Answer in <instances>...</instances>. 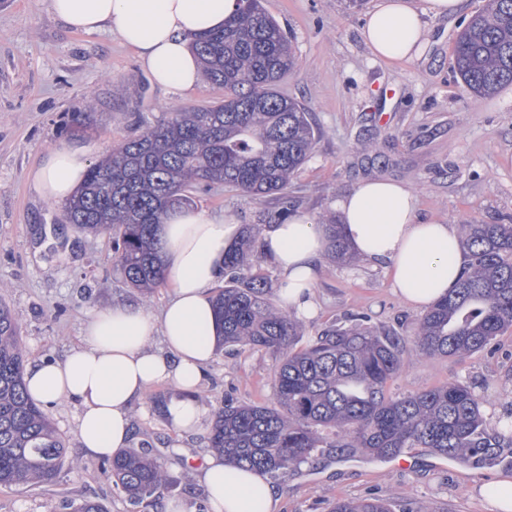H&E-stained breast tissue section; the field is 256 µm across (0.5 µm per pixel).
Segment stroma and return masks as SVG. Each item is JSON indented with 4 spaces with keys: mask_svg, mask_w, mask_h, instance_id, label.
I'll return each instance as SVG.
<instances>
[{
    "mask_svg": "<svg viewBox=\"0 0 512 512\" xmlns=\"http://www.w3.org/2000/svg\"><path fill=\"white\" fill-rule=\"evenodd\" d=\"M376 2L352 8L347 0H263L291 34L297 58L279 90L303 104L315 129L312 154L288 187L296 211L315 223H332L337 198L362 181L383 178L414 191L419 220L512 222V85L485 99L464 89L453 70L460 21L447 16L424 15L427 39L417 58L393 64L376 59L361 37ZM223 99V88L205 80L186 91L160 86L116 35L67 28L50 0H0V300L22 324L25 361L58 360L81 345L93 310L140 301L156 314L172 293L167 284L146 296L130 288L113 261L111 238L78 232L63 206L35 192L30 172L52 150L80 148L92 162L171 108ZM86 106L91 122L73 134L71 114ZM194 207L230 212L245 225L260 223L278 201L214 185L195 193ZM313 299L316 313L299 320L302 339L328 324H346L356 313L403 338V366L390 384L392 395L453 380L477 383L492 431L512 406V330L492 352L421 357L413 341L421 310L393 293L382 266L364 261L322 259ZM274 364L264 352L218 353L200 392L208 417L192 435L178 433L166 418L171 387L154 386L134 405L132 446L158 457L167 478L154 506H130L102 474L100 460L85 459L75 404L47 406L66 444L62 471L52 484L0 488V512H65V503L86 498L105 512H164L171 501L198 512L207 496L189 462L209 450L212 414L228 395L242 403L272 402ZM503 469L500 462L473 469L428 448L411 449L400 460L360 453L340 460L328 450L280 473L274 483L278 512H330L337 500L362 497L390 500L401 512H491L468 490L492 483Z\"/></svg>",
    "mask_w": 512,
    "mask_h": 512,
    "instance_id": "35a3bbf8",
    "label": "stroma"
}]
</instances>
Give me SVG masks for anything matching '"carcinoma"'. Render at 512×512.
<instances>
[{"label": "carcinoma", "mask_w": 512, "mask_h": 512, "mask_svg": "<svg viewBox=\"0 0 512 512\" xmlns=\"http://www.w3.org/2000/svg\"><path fill=\"white\" fill-rule=\"evenodd\" d=\"M206 78L224 87L215 106L176 108L156 125L112 147L89 166L78 194L65 204L82 232L112 236V253L126 282L151 290L165 284L158 226L190 204L192 192L215 182L280 207L267 223L281 224L292 202L288 185L308 161L314 129L308 112L278 85L295 65L291 41L262 0H236L224 28L196 36ZM454 69L479 97L512 85V0H491L472 14L454 49ZM329 252H349L341 225H321ZM467 263L457 287L430 306L414 329L426 357L472 355L492 349L512 328V224H465ZM261 247L257 224L246 225L224 257V288L215 295L223 344L275 357L272 404L224 399L208 437L224 461L273 477L332 448L386 458L406 448H431L473 468L512 454V408L491 434L476 386L463 380L393 396L388 383L403 360L401 340L351 316L328 325L304 347L298 325L277 306L267 278L249 255ZM20 324L0 301V488L37 479L53 483L66 448L42 405L27 395ZM130 505L151 503L163 485L160 463L125 451L103 463ZM331 512H392L380 498L336 501Z\"/></svg>", "instance_id": "1"}]
</instances>
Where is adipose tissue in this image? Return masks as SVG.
I'll return each mask as SVG.
<instances>
[{
	"mask_svg": "<svg viewBox=\"0 0 512 512\" xmlns=\"http://www.w3.org/2000/svg\"><path fill=\"white\" fill-rule=\"evenodd\" d=\"M236 0H51L55 15L70 29L93 34L112 29L138 54L164 87L186 91L201 77L189 45L191 36L217 30ZM378 0L367 14L361 36L376 57L398 62L418 56L426 38L422 12L456 17L465 0ZM87 168L84 152L61 148L30 174L43 198L66 203ZM334 208L354 253L384 264L395 293L417 309L429 308L455 288L466 261L457 230L416 216V196L407 186L383 179L360 183L339 197ZM235 216L178 210L160 226L164 274L173 295L153 318L138 302L94 312L85 326L86 342L61 361H33L24 370L29 396L41 404L74 403L77 437L86 458L112 456L134 440L131 408L155 385L176 394L166 407L175 430L199 428L206 409L197 398L202 373L215 357L217 324L211 290L224 272V254L238 239ZM263 252L281 274L284 309L308 314L310 295L327 240L305 213L262 232ZM163 337L154 349V334ZM211 512H277L275 485L259 472L225 463L218 452L200 468Z\"/></svg>",
	"mask_w": 512,
	"mask_h": 512,
	"instance_id": "ef3b65f1",
	"label": "adipose tissue"
}]
</instances>
